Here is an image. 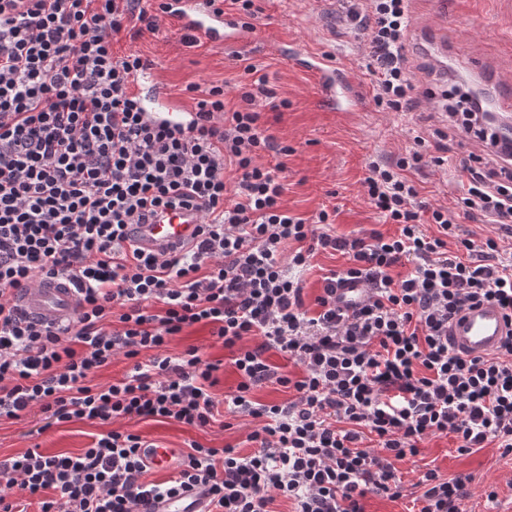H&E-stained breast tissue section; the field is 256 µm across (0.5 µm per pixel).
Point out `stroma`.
Instances as JSON below:
<instances>
[{
    "mask_svg": "<svg viewBox=\"0 0 512 512\" xmlns=\"http://www.w3.org/2000/svg\"><path fill=\"white\" fill-rule=\"evenodd\" d=\"M257 4L261 14L256 28L241 42L221 47L201 42L191 47L184 43L182 33L161 30L124 38L115 50L121 55L136 52L151 60L175 93L191 83H225V99L231 106L237 102L238 86L252 80L246 65H255L266 74L277 97L288 102L280 111L261 110V123L269 134L293 148L285 160L288 188L284 203L292 213L305 218L322 207H338L337 234L361 230L394 233V226L385 223L367 203L362 181L369 161L396 162L411 136H424L431 154L448 158L442 169L426 167L410 172L421 199L446 204L459 193L461 168L470 163L477 150L462 132L449 126L447 112L424 92L430 89L439 95L449 89L472 87L477 82L473 70L485 61L498 64L501 79L512 80V0H411L409 30H416L432 17L444 18L453 68L441 70L423 52L410 53L417 90L409 112L379 111L369 85L363 90L361 111H330L315 99L310 74L273 52V44L291 40L336 63L360 68L368 51L367 38L344 24L341 0H257ZM192 345L199 347L203 356L225 362L214 388L216 397L232 392L238 377L229 364L230 351L215 343L207 329L198 327L176 337L170 350L178 353ZM122 427L167 448L183 450L196 442L207 448L230 445L244 454L249 451L246 437L251 424L246 418L230 428L219 421L197 429L153 419L126 420ZM103 431L102 425L87 420L56 424L35 409L18 420H0V460L35 446L51 454H77ZM396 467L404 484L402 496L368 495L363 502L365 512H412L419 494L414 487L417 476L429 468L438 469L447 478H469L472 496L466 512H512V455L502 456L495 445L462 455L456 450L454 437L433 436L425 440L418 456L397 462ZM491 489L497 493L493 501L486 498Z\"/></svg>",
    "mask_w": 512,
    "mask_h": 512,
    "instance_id": "stroma-1",
    "label": "stroma"
}]
</instances>
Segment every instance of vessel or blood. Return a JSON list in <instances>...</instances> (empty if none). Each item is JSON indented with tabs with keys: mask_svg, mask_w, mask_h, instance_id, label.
Instances as JSON below:
<instances>
[{
	"mask_svg": "<svg viewBox=\"0 0 512 512\" xmlns=\"http://www.w3.org/2000/svg\"><path fill=\"white\" fill-rule=\"evenodd\" d=\"M169 10L162 24L171 30H188L215 46L244 39L235 16L214 11L208 0H168ZM278 52L286 54L290 64L304 68L313 78L318 102L333 111L355 112L360 107L362 82L355 70L339 65L330 58L288 48L279 44ZM134 92L146 117L157 123L181 127L192 124L195 114L185 109L169 93L156 67L144 68L136 77ZM512 140L508 129L497 131L495 139H477V147L497 158L507 157L506 143ZM198 211H169L151 224H138L134 236L145 247L159 248L181 244L191 239L200 224ZM362 282L348 281L336 290V302L345 309H354L366 298ZM18 307L29 317L45 324L59 325L72 321L78 313L77 296L68 282L59 278L44 281L34 288L24 289L13 297ZM512 335V322H507L504 310L496 303L482 302L465 307L448 326V342L457 353L468 357H486L496 353ZM144 462L157 470L170 471L177 465L178 451L157 444L142 449ZM207 496L200 488H192L173 498L152 501L149 512H205Z\"/></svg>",
	"mask_w": 512,
	"mask_h": 512,
	"instance_id": "obj_1",
	"label": "vessel or blood"
}]
</instances>
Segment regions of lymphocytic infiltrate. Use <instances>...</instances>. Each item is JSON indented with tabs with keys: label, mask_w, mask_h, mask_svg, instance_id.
Here are the masks:
<instances>
[{
	"label": "lymphocytic infiltrate",
	"mask_w": 512,
	"mask_h": 512,
	"mask_svg": "<svg viewBox=\"0 0 512 512\" xmlns=\"http://www.w3.org/2000/svg\"><path fill=\"white\" fill-rule=\"evenodd\" d=\"M343 2L347 24L368 37L363 68L376 105L406 111L415 89L403 52L408 0ZM160 28L158 7L144 0H0V419L37 408L57 423L107 427L77 454L35 447L0 461V512H17L18 495L37 498L39 512H141L198 485L209 512H269L278 496L293 512H364L367 495L401 496L394 463L417 456L428 437L454 434L462 454L494 442L511 455L512 339L468 358L450 347L448 323L484 301L512 318V256L499 245L512 237V169L466 165L459 196L427 204L407 174L445 160L414 136L396 164L370 162L364 179L396 233L337 235L335 212L309 221L283 204L289 148L256 109L260 97L280 107L266 76L240 88L235 109L223 86L189 85L188 127L144 120L132 85L148 61L113 45ZM176 208L202 215L188 245L130 243V225ZM464 216L498 230L465 237ZM328 250L346 264L323 274L306 305L290 272ZM405 261L412 270L394 275ZM49 277L73 285V322L51 327L13 303ZM347 279L369 288L350 311L336 303ZM197 324L233 352L239 382L227 413L251 418L253 450L193 442L168 480L149 482L144 440L113 424L214 422L221 361L195 346L168 352ZM272 349L302 376L278 374L265 358ZM119 356L133 363L125 377L95 382ZM268 382L294 397L253 401ZM369 435L375 447L365 446ZM468 483L420 472L419 512H464Z\"/></svg>",
	"instance_id": "obj_1"
}]
</instances>
